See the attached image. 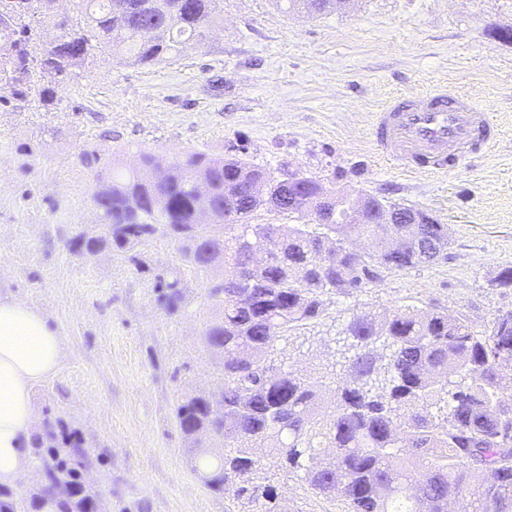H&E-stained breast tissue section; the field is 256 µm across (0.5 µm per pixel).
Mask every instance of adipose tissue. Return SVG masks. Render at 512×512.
<instances>
[{
    "label": "adipose tissue",
    "mask_w": 512,
    "mask_h": 512,
    "mask_svg": "<svg viewBox=\"0 0 512 512\" xmlns=\"http://www.w3.org/2000/svg\"><path fill=\"white\" fill-rule=\"evenodd\" d=\"M67 355L64 338L46 314L24 300L0 298V486L33 478L38 512H61L64 499L34 475L31 451L43 420L34 388L53 376Z\"/></svg>",
    "instance_id": "adipose-tissue-1"
}]
</instances>
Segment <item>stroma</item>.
Wrapping results in <instances>:
<instances>
[{"instance_id":"1","label":"stroma","mask_w":512,"mask_h":512,"mask_svg":"<svg viewBox=\"0 0 512 512\" xmlns=\"http://www.w3.org/2000/svg\"><path fill=\"white\" fill-rule=\"evenodd\" d=\"M224 23L169 63L98 62L56 85L47 112L0 106V294L44 310L69 355L37 385L44 416L33 468L76 470L78 512H258L257 502L209 489L189 464L176 422L189 395L214 393L223 366L206 349L209 292L180 244L155 239L133 253L93 257L69 243L98 232L94 167L136 165L148 151L234 154L271 171L289 164L327 189L347 188L432 214L448 227L435 263L348 294H328L321 315L288 332L276 360L329 381L333 338L353 313L399 306L441 310L486 329L512 309L491 287L512 266V0H353L311 16L279 0H223ZM446 86L469 94L497 128L495 146L466 167L411 172L388 162L370 136L376 112L398 95ZM180 269L185 303L158 302L157 275ZM254 484L273 487L284 512H344L300 469L262 459Z\"/></svg>"}]
</instances>
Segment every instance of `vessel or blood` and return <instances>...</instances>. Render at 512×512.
I'll use <instances>...</instances> for the list:
<instances>
[{
	"mask_svg": "<svg viewBox=\"0 0 512 512\" xmlns=\"http://www.w3.org/2000/svg\"><path fill=\"white\" fill-rule=\"evenodd\" d=\"M371 133L387 160L426 172L464 167L497 137L482 109L447 89L397 97L377 113Z\"/></svg>",
	"mask_w": 512,
	"mask_h": 512,
	"instance_id": "obj_1",
	"label": "vessel or blood"
}]
</instances>
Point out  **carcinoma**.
Returning <instances> with one entry per match:
<instances>
[{"instance_id":"obj_1","label":"carcinoma","mask_w":512,"mask_h":512,"mask_svg":"<svg viewBox=\"0 0 512 512\" xmlns=\"http://www.w3.org/2000/svg\"><path fill=\"white\" fill-rule=\"evenodd\" d=\"M61 16L53 0H0V102L58 105L56 89L39 83L80 77L108 55L128 65H156L201 41L220 19V0H73ZM287 10L320 13L333 0H285ZM56 31L42 47L33 24ZM99 189L92 204L104 232L70 243L80 255L131 251L157 237L183 246V261L206 276L224 266V287L211 288L216 316L205 344L224 360V388L178 404L187 434L204 429L233 446L206 476L215 491L254 495L258 452L277 453L305 470L311 489L338 498L345 512H512V309L482 334L465 320L412 307L359 312L340 331L342 383L325 405L318 385L274 364L285 333L316 318L321 297L380 282L391 273L428 265L448 245V225L430 222L414 236L405 225L380 223L392 203L364 204L337 194L344 222L334 234L308 223L305 203L292 204L272 172L246 152L224 157L191 150L163 163L145 153L135 169L116 172L94 157ZM258 179L274 184L266 198L249 195ZM215 189L213 225L198 221L197 185ZM266 208L286 224H251ZM278 236L281 254L256 273L249 289L239 273L251 266L250 243ZM158 299L171 312L183 303L181 273L156 279ZM388 344L383 356L377 343Z\"/></svg>"}]
</instances>
